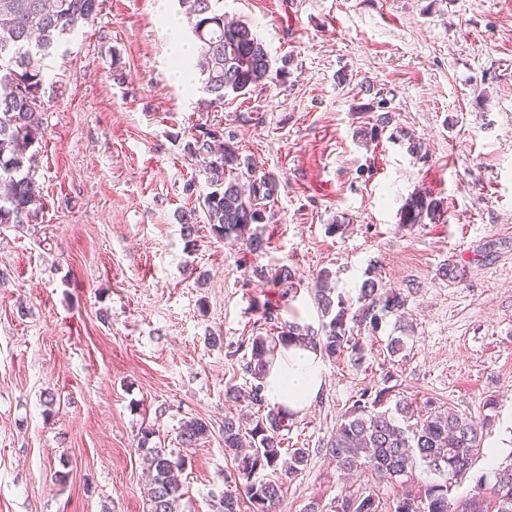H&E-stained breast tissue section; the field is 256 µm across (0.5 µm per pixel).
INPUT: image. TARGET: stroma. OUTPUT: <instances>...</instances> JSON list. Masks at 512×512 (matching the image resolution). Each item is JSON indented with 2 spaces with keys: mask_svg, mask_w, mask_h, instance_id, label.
<instances>
[{
  "mask_svg": "<svg viewBox=\"0 0 512 512\" xmlns=\"http://www.w3.org/2000/svg\"><path fill=\"white\" fill-rule=\"evenodd\" d=\"M165 5L182 19L178 0H100L44 62L42 210L0 226V512H146L147 426L151 446L188 461L182 512H215L235 458L224 417L247 413L224 393L251 380L228 348L259 334L267 306L320 330L322 273L347 302L374 277L407 305L364 334L361 365L323 359L318 399L285 433L310 456L279 512L401 495L341 479L324 452L361 393L386 384L418 411L472 416L484 442L512 439V0H219L272 61L262 88L220 108L177 79L173 40L194 35L167 28ZM213 125L278 179L253 227L260 253L202 222L181 232L208 191L184 145ZM423 192L439 217L401 223ZM448 263L459 277H443ZM283 265L299 283L287 294L255 274ZM193 418L211 434L185 448Z\"/></svg>",
  "mask_w": 512,
  "mask_h": 512,
  "instance_id": "obj_1",
  "label": "stroma"
}]
</instances>
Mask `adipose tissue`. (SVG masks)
Here are the masks:
<instances>
[{
  "label": "adipose tissue",
  "instance_id": "ef3b65f1",
  "mask_svg": "<svg viewBox=\"0 0 512 512\" xmlns=\"http://www.w3.org/2000/svg\"><path fill=\"white\" fill-rule=\"evenodd\" d=\"M323 384L320 353L303 344L277 351L275 363L265 379L268 399L295 415L312 405Z\"/></svg>",
  "mask_w": 512,
  "mask_h": 512
}]
</instances>
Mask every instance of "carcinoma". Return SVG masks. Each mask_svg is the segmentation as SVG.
<instances>
[{
	"instance_id": "1",
	"label": "carcinoma",
	"mask_w": 512,
	"mask_h": 512,
	"mask_svg": "<svg viewBox=\"0 0 512 512\" xmlns=\"http://www.w3.org/2000/svg\"><path fill=\"white\" fill-rule=\"evenodd\" d=\"M192 32L203 42L197 60L202 89L209 103L224 104L228 94L244 95L267 80L271 59L252 26L243 21L224 22L212 0H181ZM99 12V0H0V225L28 224L38 217L34 191L33 152L44 133L42 61L62 36L88 24ZM187 154L199 161L210 191L200 203L201 212L180 217L183 236L196 232L198 214L211 226L213 235L229 242H244L259 252L264 239L250 232L253 224L266 220V207L278 190V179L256 173L242 159L232 134L217 126L193 135L185 145ZM442 201L422 193L410 198L401 214L403 224H421L435 218ZM322 276L316 288L322 316L328 321L313 333L295 322L281 321L277 309H264L266 335L240 341L235 351L250 347L243 370L255 383L242 392L229 388L225 396L239 398L256 409V416L243 423L224 417V447L248 448L235 457L229 475L234 489L224 491L215 504L216 512H278L285 487L307 465V448H291L282 460V431L290 414L268 403L263 378L275 353L295 340L306 341L329 358L348 355L354 365L364 353L361 337L354 331H377L387 315L403 309L407 299L401 293L369 278L360 289L357 308L342 298H332ZM272 281L290 291L297 285L292 268L275 270ZM390 388L375 395L363 392L326 444L325 453L341 471H360L373 478L404 483L409 471L420 468L430 477L423 493H404L396 498L390 512H512V454L492 472V480L479 477L478 492L450 498L482 455V435L472 418L447 407L415 416L412 402L402 397L394 407H384ZM210 429L202 419L184 422L181 444L190 448L208 438ZM155 434L152 427L141 432V450L149 461L152 477L147 512H179L184 496L179 473L186 460L165 448L148 447ZM276 473L264 480L258 474ZM380 500L372 494H344L337 498L334 512H380Z\"/></svg>"
}]
</instances>
